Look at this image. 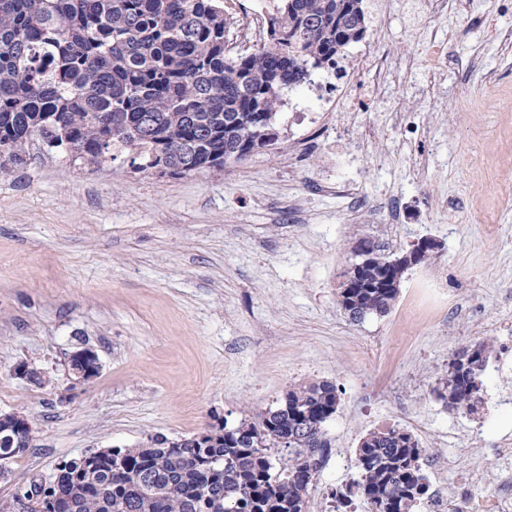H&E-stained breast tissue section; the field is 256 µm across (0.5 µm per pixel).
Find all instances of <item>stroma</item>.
Listing matches in <instances>:
<instances>
[{"label":"stroma","instance_id":"1","mask_svg":"<svg viewBox=\"0 0 512 512\" xmlns=\"http://www.w3.org/2000/svg\"><path fill=\"white\" fill-rule=\"evenodd\" d=\"M365 38L317 124L280 107L276 148L223 171L160 176L123 160L91 169L31 146L0 175V412L34 428L0 480V498L50 482L62 461L101 448L180 440L276 407L290 385L335 384L309 512L348 482L369 430L397 425L426 449L428 477L457 495L460 473L490 457L442 439L472 415L433 389L463 346L494 339L512 361V0H367ZM446 62L431 68L426 53ZM372 50L374 68L358 57ZM362 122L336 136V113L362 93ZM394 210L368 223L329 181ZM431 237L384 316L352 321L337 287L370 239L386 254ZM93 351L96 377L74 383L70 355ZM44 384L14 374L20 363ZM499 402L488 440L512 434V373L485 376Z\"/></svg>","mask_w":512,"mask_h":512}]
</instances>
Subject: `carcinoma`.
<instances>
[{"label":"carcinoma","instance_id":"carcinoma-1","mask_svg":"<svg viewBox=\"0 0 512 512\" xmlns=\"http://www.w3.org/2000/svg\"><path fill=\"white\" fill-rule=\"evenodd\" d=\"M224 0H0V173L26 163L31 143L98 167L127 154L137 172L222 170L279 141L281 95L310 70L334 73L368 29L364 0H273L268 39L232 54ZM383 248L347 269L339 304L354 321L386 315L408 266ZM491 345L458 350L434 389L452 411L483 404ZM336 386L293 385L280 405L202 440L154 439L60 463L30 481L28 512H307L316 453L336 414ZM31 436L0 419V458ZM426 449L397 426L365 434L354 494L370 512H415L429 495Z\"/></svg>","mask_w":512,"mask_h":512}]
</instances>
